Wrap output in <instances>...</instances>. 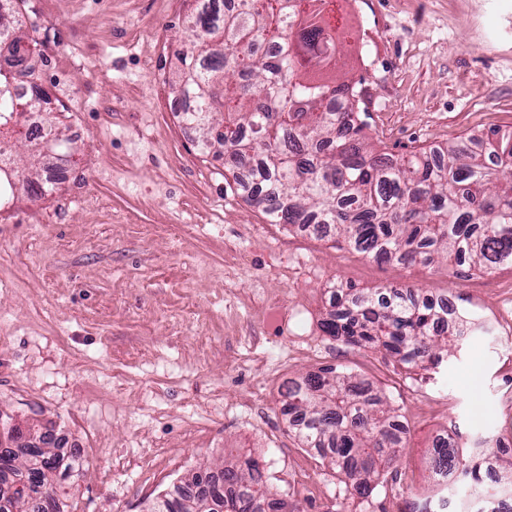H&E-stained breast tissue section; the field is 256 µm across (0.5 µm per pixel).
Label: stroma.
<instances>
[{"label":"stroma","instance_id":"35a3bbf8","mask_svg":"<svg viewBox=\"0 0 512 512\" xmlns=\"http://www.w3.org/2000/svg\"><path fill=\"white\" fill-rule=\"evenodd\" d=\"M367 132L389 152L512 130V0H336ZM182 0H26L40 28L69 177L0 210V417L80 447L68 512H146L202 465L250 456L304 512H402L435 438L512 440V265L455 277L377 261L274 224L171 109ZM410 286L477 326L437 368L327 336L331 287ZM333 366L408 425L386 482L301 447L290 381Z\"/></svg>","mask_w":512,"mask_h":512}]
</instances>
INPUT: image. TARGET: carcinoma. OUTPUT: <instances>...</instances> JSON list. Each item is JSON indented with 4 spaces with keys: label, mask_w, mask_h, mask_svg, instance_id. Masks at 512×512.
<instances>
[{
    "label": "carcinoma",
    "mask_w": 512,
    "mask_h": 512,
    "mask_svg": "<svg viewBox=\"0 0 512 512\" xmlns=\"http://www.w3.org/2000/svg\"><path fill=\"white\" fill-rule=\"evenodd\" d=\"M196 7L190 35L174 51L173 89L193 103L185 121L196 124L199 149L233 167L235 180L263 206L273 224L314 228L358 253L402 265L437 261L489 273L512 263V133L495 139L461 138L446 147L396 157L366 137L359 103L363 90L336 73L340 42L325 14L332 0H238L237 6ZM24 0L0 11V42L11 43L36 72L44 54L26 29ZM265 41L278 44V63L262 59ZM38 87L22 99L0 67V124H28L40 111ZM222 128L224 134L215 130ZM51 136L65 147L57 117L24 129L23 139L0 149V162L17 165L27 147V190L46 157ZM323 331L353 347H378L414 367L439 365L470 332L448 304L413 290L375 295L352 286L333 296ZM284 412L308 448L354 480L367 495L386 480L407 436L387 399L364 380L328 366L291 382ZM452 438L434 443L429 479L440 483L463 471L476 495H485L480 465L456 455ZM81 459L60 451L49 433L32 444L0 449V512H66L67 479ZM267 492L258 463L246 457L215 471L197 472L165 493L150 512H248Z\"/></svg>",
    "instance_id": "carcinoma-1"
}]
</instances>
